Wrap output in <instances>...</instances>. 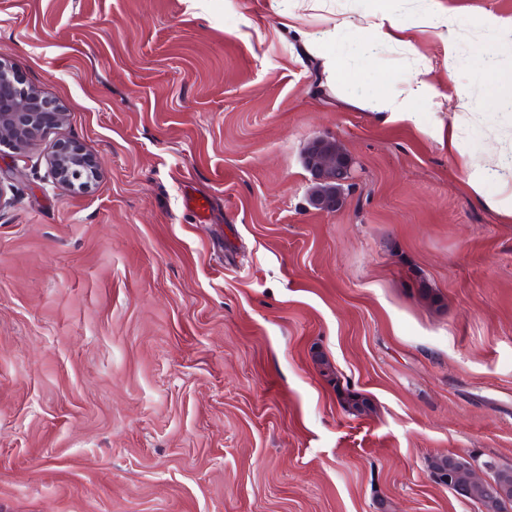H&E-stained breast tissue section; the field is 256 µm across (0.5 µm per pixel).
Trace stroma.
Wrapping results in <instances>:
<instances>
[{
  "instance_id": "1",
  "label": "stroma",
  "mask_w": 512,
  "mask_h": 512,
  "mask_svg": "<svg viewBox=\"0 0 512 512\" xmlns=\"http://www.w3.org/2000/svg\"><path fill=\"white\" fill-rule=\"evenodd\" d=\"M376 6L0 0V51L67 112L0 143V512H479L431 463L512 464V189L480 170L476 202L465 167L512 165L484 25L512 0H391L366 55ZM335 21L332 79L299 33ZM425 66L416 124L366 107ZM318 138L353 169L328 212ZM57 142L96 190L52 183ZM374 19L375 39L363 47L367 53H373L377 49L378 43L388 40L392 35V31L396 30L399 26L397 15L387 3L380 5L378 11L374 14Z\"/></svg>"
}]
</instances>
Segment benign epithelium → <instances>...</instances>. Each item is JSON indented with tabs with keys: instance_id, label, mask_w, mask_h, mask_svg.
I'll use <instances>...</instances> for the list:
<instances>
[{
	"instance_id": "7a95c632",
	"label": "benign epithelium",
	"mask_w": 512,
	"mask_h": 512,
	"mask_svg": "<svg viewBox=\"0 0 512 512\" xmlns=\"http://www.w3.org/2000/svg\"><path fill=\"white\" fill-rule=\"evenodd\" d=\"M67 112L56 102L42 96L37 90L25 88L9 69L6 54L0 53V142H8L22 151L44 137L47 131L62 125ZM328 139H320L312 144L304 156V165L314 179L321 182L346 184L351 178L352 165L345 161L341 168L329 165ZM47 165L52 182L57 185H79L88 189L98 185L95 165L78 148L59 143L47 153ZM465 468L471 481L489 486L494 494L505 496L506 480L494 482L481 475V468L472 459L460 456L448 457V468Z\"/></svg>"
}]
</instances>
